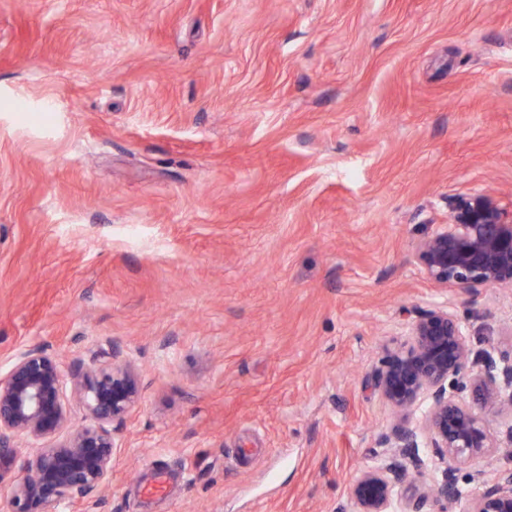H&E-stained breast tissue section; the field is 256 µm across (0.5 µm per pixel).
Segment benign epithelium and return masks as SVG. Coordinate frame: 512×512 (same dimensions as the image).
I'll use <instances>...</instances> for the list:
<instances>
[{
	"label": "benign epithelium",
	"mask_w": 512,
	"mask_h": 512,
	"mask_svg": "<svg viewBox=\"0 0 512 512\" xmlns=\"http://www.w3.org/2000/svg\"><path fill=\"white\" fill-rule=\"evenodd\" d=\"M414 257L430 281L459 294L512 288V212L488 197L465 199L451 223L416 243ZM402 315L405 340L367 376L397 423L378 442L380 463L353 480L352 512H512V467L475 472L471 495L456 477L459 465L512 457V347L473 349L446 306ZM462 393L470 401L456 398ZM72 399L85 411L81 424L71 420ZM140 399L139 368L108 340L85 366L48 342L18 351L0 373V478L16 471L5 512H92L112 489L121 431ZM499 413L509 421L496 430L489 416ZM435 458L444 467L416 489V500L399 492Z\"/></svg>",
	"instance_id": "obj_1"
}]
</instances>
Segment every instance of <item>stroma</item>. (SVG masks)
I'll return each mask as SVG.
<instances>
[{
    "label": "stroma",
    "mask_w": 512,
    "mask_h": 512,
    "mask_svg": "<svg viewBox=\"0 0 512 512\" xmlns=\"http://www.w3.org/2000/svg\"><path fill=\"white\" fill-rule=\"evenodd\" d=\"M512 207V0H0V371L103 340L140 369L97 512H351L364 382L449 307L459 200Z\"/></svg>",
    "instance_id": "35a3bbf8"
}]
</instances>
